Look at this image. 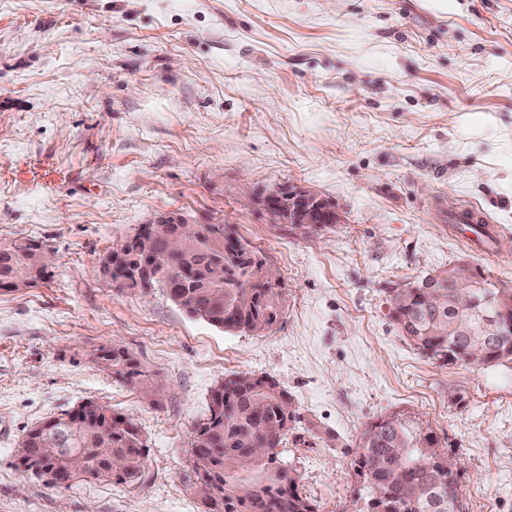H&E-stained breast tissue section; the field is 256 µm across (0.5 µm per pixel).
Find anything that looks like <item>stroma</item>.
Returning <instances> with one entry per match:
<instances>
[{"label": "stroma", "mask_w": 512, "mask_h": 512, "mask_svg": "<svg viewBox=\"0 0 512 512\" xmlns=\"http://www.w3.org/2000/svg\"><path fill=\"white\" fill-rule=\"evenodd\" d=\"M288 185L338 223H270L252 200ZM467 204L501 250L441 223ZM171 212L228 225L280 272L272 331L101 275ZM22 240L54 263L0 290V512H203L194 431L240 373L292 395L301 421L278 451L317 512L357 497L359 439L386 415L459 459L468 512H512V369L427 357L390 304L462 260L512 288V0H0V247ZM115 342L157 402L102 370ZM86 401L137 423L141 480L22 472L25 431Z\"/></svg>", "instance_id": "1"}]
</instances>
